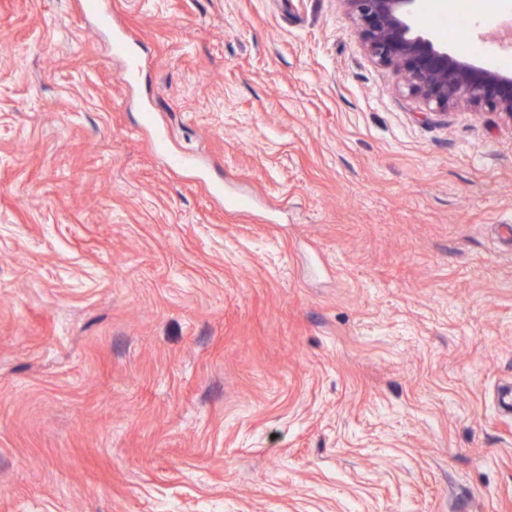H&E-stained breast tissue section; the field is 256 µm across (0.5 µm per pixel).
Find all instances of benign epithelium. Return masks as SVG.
<instances>
[{
	"mask_svg": "<svg viewBox=\"0 0 512 512\" xmlns=\"http://www.w3.org/2000/svg\"><path fill=\"white\" fill-rule=\"evenodd\" d=\"M367 55L392 69L425 110L499 112L512 122V73L448 50L427 23L421 0H341Z\"/></svg>",
	"mask_w": 512,
	"mask_h": 512,
	"instance_id": "benign-epithelium-1",
	"label": "benign epithelium"
}]
</instances>
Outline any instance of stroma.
<instances>
[{
	"label": "stroma",
	"mask_w": 512,
	"mask_h": 512,
	"mask_svg": "<svg viewBox=\"0 0 512 512\" xmlns=\"http://www.w3.org/2000/svg\"><path fill=\"white\" fill-rule=\"evenodd\" d=\"M111 6L130 87L0 0V512H512V123L423 117L340 0ZM113 41L112 51L114 55L122 56L126 60V69L123 79L129 81L136 77L139 72V55L133 50V39L127 31L117 28L112 24Z\"/></svg>",
	"instance_id": "35a3bbf8"
}]
</instances>
